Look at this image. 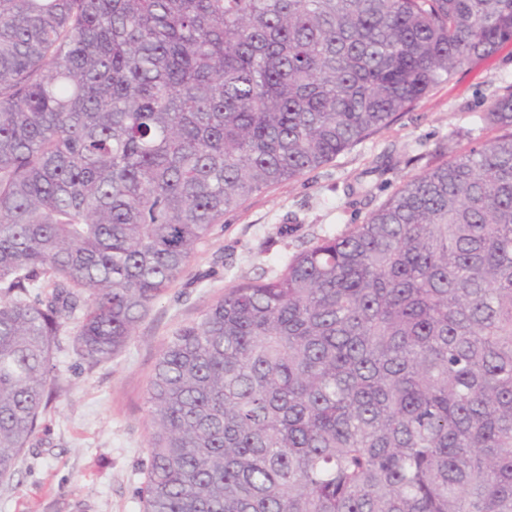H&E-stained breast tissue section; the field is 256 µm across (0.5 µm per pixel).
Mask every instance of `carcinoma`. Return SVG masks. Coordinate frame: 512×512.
Here are the masks:
<instances>
[{"label":"carcinoma","instance_id":"1","mask_svg":"<svg viewBox=\"0 0 512 512\" xmlns=\"http://www.w3.org/2000/svg\"><path fill=\"white\" fill-rule=\"evenodd\" d=\"M512 44V0H0V480L253 195ZM502 134L241 282L161 348L143 512H512Z\"/></svg>","mask_w":512,"mask_h":512}]
</instances>
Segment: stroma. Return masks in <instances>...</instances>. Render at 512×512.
<instances>
[{
    "label": "stroma",
    "mask_w": 512,
    "mask_h": 512,
    "mask_svg": "<svg viewBox=\"0 0 512 512\" xmlns=\"http://www.w3.org/2000/svg\"><path fill=\"white\" fill-rule=\"evenodd\" d=\"M512 89V45L466 64L414 108L303 178L253 195L226 213L181 276L138 324L124 350L89 366L76 353V322L53 348L61 390L18 462L0 481V512H142L149 417L144 395L162 345L225 289L273 276L295 252L363 223L443 148L496 137L482 116ZM299 222L280 236L285 215Z\"/></svg>",
    "instance_id": "obj_1"
}]
</instances>
